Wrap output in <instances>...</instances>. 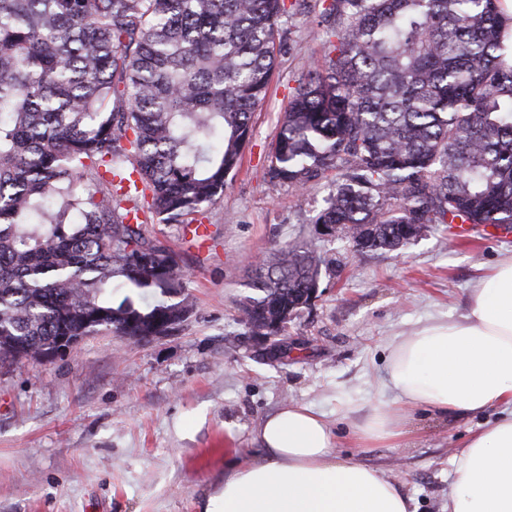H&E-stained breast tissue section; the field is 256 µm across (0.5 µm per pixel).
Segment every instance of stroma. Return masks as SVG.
Masks as SVG:
<instances>
[{"label":"stroma","instance_id":"35a3bbf8","mask_svg":"<svg viewBox=\"0 0 512 512\" xmlns=\"http://www.w3.org/2000/svg\"><path fill=\"white\" fill-rule=\"evenodd\" d=\"M321 8L311 0L283 34L241 164L200 217L205 237L148 225L178 256L195 304L188 320L149 341L102 331L53 361L0 365V512H202L229 465L263 455L264 419L290 402L325 414L337 455L397 482L415 512H445L452 457L485 415L413 410L402 448H355L351 427L394 399L379 386L388 342L464 313L476 279L512 255V231L457 237L440 224L383 254L320 238L338 267L289 321L287 357L269 358L239 322L251 261L294 237L329 193L321 184L302 195L266 174L301 66L322 52Z\"/></svg>","mask_w":512,"mask_h":512}]
</instances>
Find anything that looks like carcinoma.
<instances>
[{
	"label": "carcinoma",
	"instance_id": "carcinoma-1",
	"mask_svg": "<svg viewBox=\"0 0 512 512\" xmlns=\"http://www.w3.org/2000/svg\"><path fill=\"white\" fill-rule=\"evenodd\" d=\"M307 0H0V361L192 313L173 250L224 192ZM268 154L271 182L328 183L310 223L359 254L437 224L512 228V15L503 0H330ZM336 272L299 231L256 263L250 335Z\"/></svg>",
	"mask_w": 512,
	"mask_h": 512
}]
</instances>
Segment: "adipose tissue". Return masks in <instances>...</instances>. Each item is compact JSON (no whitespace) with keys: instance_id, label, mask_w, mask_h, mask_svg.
Wrapping results in <instances>:
<instances>
[{"instance_id":"1","label":"adipose tissue","mask_w":512,"mask_h":512,"mask_svg":"<svg viewBox=\"0 0 512 512\" xmlns=\"http://www.w3.org/2000/svg\"><path fill=\"white\" fill-rule=\"evenodd\" d=\"M383 390L351 435L359 448H397L409 409L441 415L496 410L452 460L448 512H512V255L480 277L460 318L434 319L387 346ZM264 456L233 468L205 512H411V500L377 469L335 452L323 414L291 403L259 432Z\"/></svg>"}]
</instances>
